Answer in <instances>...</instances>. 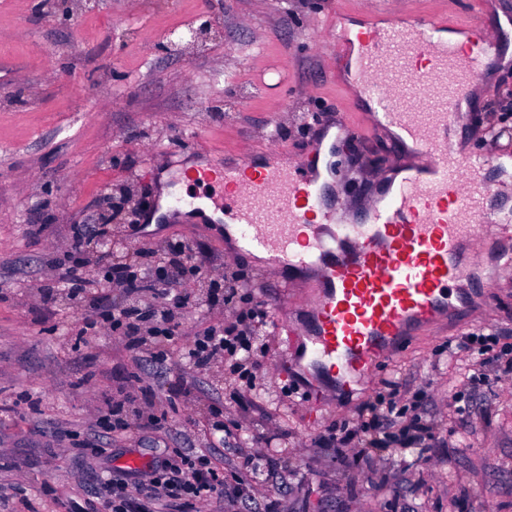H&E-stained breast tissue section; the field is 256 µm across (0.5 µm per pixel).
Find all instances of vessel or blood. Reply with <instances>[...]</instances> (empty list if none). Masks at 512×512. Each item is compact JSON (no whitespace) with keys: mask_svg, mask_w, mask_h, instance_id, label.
Returning <instances> with one entry per match:
<instances>
[{"mask_svg":"<svg viewBox=\"0 0 512 512\" xmlns=\"http://www.w3.org/2000/svg\"><path fill=\"white\" fill-rule=\"evenodd\" d=\"M442 22L438 12L392 15L356 33L350 76L370 107L367 126L340 113L335 141L320 125L304 158L286 160L273 145L264 161L246 152L187 176L213 188L225 240L264 255L279 282L281 377L300 368L351 389L461 304L486 242L503 244L500 268L512 269V205L490 178L504 164L454 142L460 100L512 35L478 26L454 42L440 38ZM368 126L394 131V155L413 162L400 180L382 179L354 217L334 191L337 157Z\"/></svg>","mask_w":512,"mask_h":512,"instance_id":"vessel-or-blood-1","label":"vessel or blood"}]
</instances>
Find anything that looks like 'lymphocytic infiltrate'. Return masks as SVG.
Returning a JSON list of instances; mask_svg holds the SVG:
<instances>
[{"label": "lymphocytic infiltrate", "mask_w": 512, "mask_h": 512, "mask_svg": "<svg viewBox=\"0 0 512 512\" xmlns=\"http://www.w3.org/2000/svg\"><path fill=\"white\" fill-rule=\"evenodd\" d=\"M164 252L161 261L154 252L143 251L136 263L113 262L107 277L124 295L125 306L107 309L102 300L92 303L102 321L111 323L113 333L130 353L156 364L167 361L171 347L182 337L184 310L198 303L196 295L176 279V272L186 269L194 276L202 273L200 267L187 266L184 241L168 240ZM210 300L235 305L236 311L224 325L207 327L192 336L185 351L188 368L202 372L220 362L230 378L253 386L260 364L252 354L268 312L263 302L253 294L241 292L236 284L213 282ZM388 389L390 400L386 407L370 405L357 421L329 425L321 432L319 444L339 450L358 449L362 461L367 460L370 449L386 448L393 443L403 448L429 447L436 439L433 427L418 418L404 420L397 406L400 385L392 382ZM135 399L142 404L141 425L151 427L159 423L158 398L150 388H141L136 394L123 391L113 398L111 414L99 419L104 434L124 435L131 430L124 407ZM99 483L105 496L101 506H90L89 512H193L201 500L224 495V471L213 464L206 448H175L137 479L116 471L111 477L100 478Z\"/></svg>", "instance_id": "obj_1"}]
</instances>
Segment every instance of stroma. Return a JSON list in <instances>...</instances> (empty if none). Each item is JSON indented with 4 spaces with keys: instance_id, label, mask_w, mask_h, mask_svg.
<instances>
[{
    "instance_id": "obj_1",
    "label": "stroma",
    "mask_w": 512,
    "mask_h": 512,
    "mask_svg": "<svg viewBox=\"0 0 512 512\" xmlns=\"http://www.w3.org/2000/svg\"><path fill=\"white\" fill-rule=\"evenodd\" d=\"M86 11L65 12L40 0H0V512H69L87 498L96 474L140 470L160 460L165 447L186 442L176 428L187 415L208 416L206 399L223 402L225 418L245 434L231 447H215L226 492L241 512H262L277 498L280 512H512V371L471 381V351L449 354L446 345L471 333L500 337L512 346V272L486 265L497 277L489 306L422 337L386 362L377 379L338 394L319 425H311L308 381L278 379V310L264 329L266 351L256 388L244 407L230 403L223 368L188 372L179 355L163 365L134 358L109 325L85 330L84 302L66 304L60 273L86 250L72 251L71 227L92 224L115 189H135V223L110 225L112 245L99 248L102 267L113 258L134 260L137 251L162 248L179 238L204 276L193 288L206 297L211 280L241 272L249 290L269 304L276 291L250 256L229 255L218 224L175 221L145 228L157 208L161 171L181 184L187 166L233 157L249 147L286 146L304 157L310 128L322 116L346 113L358 120L354 93L345 82L346 58H333L321 36L345 17L367 11L404 13L447 10L455 24L512 23V0H97ZM209 17L222 36L207 47L176 55L166 51L172 31ZM290 68L286 86L270 72L281 57ZM512 92V61L497 66L474 89L458 129L460 146L512 154V136L489 139L490 130L512 127L496 104ZM199 144L187 150V142ZM382 134L368 133L345 146L342 162L360 159L362 196L390 164ZM44 224L43 236L31 235ZM53 286V307L41 289ZM186 377L198 404L169 412L174 433L153 442L147 428L115 439L97 438V419L113 393L143 380L156 394ZM404 393L402 408H417L438 424V440L424 449L380 448L354 464V449L336 453L317 445L322 427L355 418L367 402L387 398L386 381ZM274 438L291 478L237 469L238 454L262 452Z\"/></svg>"
}]
</instances>
